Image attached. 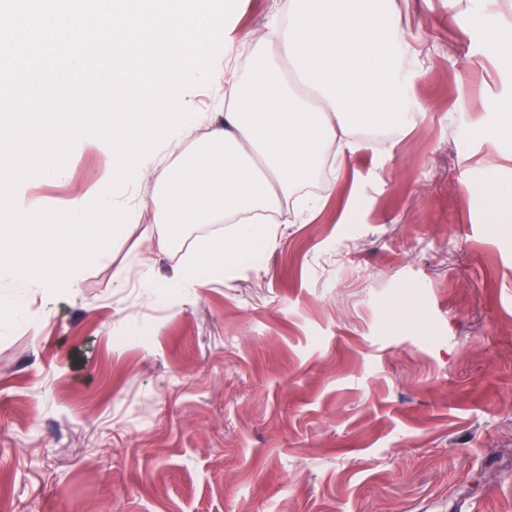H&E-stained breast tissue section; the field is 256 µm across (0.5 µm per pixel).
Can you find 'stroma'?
<instances>
[{
    "label": "stroma",
    "mask_w": 512,
    "mask_h": 512,
    "mask_svg": "<svg viewBox=\"0 0 512 512\" xmlns=\"http://www.w3.org/2000/svg\"><path fill=\"white\" fill-rule=\"evenodd\" d=\"M477 0H409L401 122L317 176L314 217L223 282L117 288L148 262L170 280L204 241L150 250L152 214L121 230L77 288L32 297L0 335V512H512V70ZM223 79L190 88L203 139ZM87 144L47 207L86 192ZM486 215L491 224H511L512 209L504 206L499 186L488 185L485 195Z\"/></svg>",
    "instance_id": "stroma-1"
}]
</instances>
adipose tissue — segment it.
Instances as JSON below:
<instances>
[{"mask_svg": "<svg viewBox=\"0 0 512 512\" xmlns=\"http://www.w3.org/2000/svg\"><path fill=\"white\" fill-rule=\"evenodd\" d=\"M497 0L475 16L499 68L512 69V23ZM397 0H280L277 16L251 40L254 77H230L220 126L192 148L172 140L143 174L156 179L137 212L155 215L164 250L185 230L231 224L207 238L170 282L198 289L276 240V221L324 162L340 165L366 148L363 129L397 123L411 45Z\"/></svg>", "mask_w": 512, "mask_h": 512, "instance_id": "adipose-tissue-1", "label": "adipose tissue"}]
</instances>
